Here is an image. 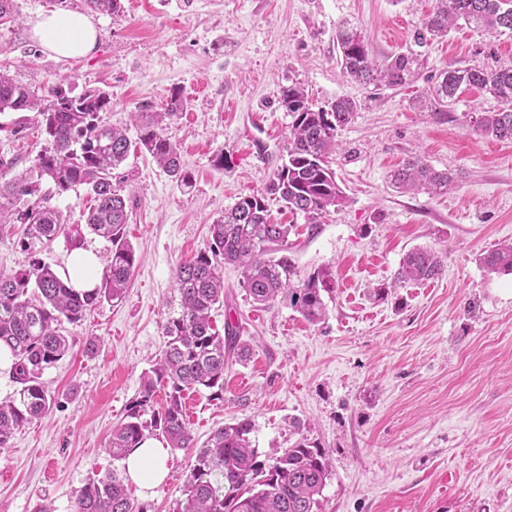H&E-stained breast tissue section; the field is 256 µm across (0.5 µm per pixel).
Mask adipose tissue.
<instances>
[{
    "mask_svg": "<svg viewBox=\"0 0 512 512\" xmlns=\"http://www.w3.org/2000/svg\"><path fill=\"white\" fill-rule=\"evenodd\" d=\"M39 44L66 58L83 57L96 46L97 30L84 14L58 12L42 16L34 25ZM128 477L147 492L160 484L167 475V451L156 440L148 439L124 459Z\"/></svg>",
    "mask_w": 512,
    "mask_h": 512,
    "instance_id": "obj_1",
    "label": "adipose tissue"
}]
</instances>
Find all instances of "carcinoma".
Masks as SVG:
<instances>
[{
    "label": "carcinoma",
    "instance_id": "carcinoma-1",
    "mask_svg": "<svg viewBox=\"0 0 512 512\" xmlns=\"http://www.w3.org/2000/svg\"><path fill=\"white\" fill-rule=\"evenodd\" d=\"M83 8L115 14L120 0H83ZM461 21L491 34L512 35V0H435L417 39H424L426 33L442 39ZM336 44L342 73L365 86L401 87L420 68L418 57L410 52L378 63L360 27L348 21L336 28ZM470 88L484 90L500 103L497 110L479 118L475 131L512 141V65L495 69L450 65L431 95L434 104L446 107L455 102L458 91ZM186 105L175 90L163 111L137 112L135 117L140 148L178 185L189 188L193 175L183 167L177 144L165 133V126ZM111 106L109 94L102 90L73 96L60 82L40 95L0 71V113H39L51 143L29 172L13 175V160L0 158V224L25 225L18 244L33 255L29 266L0 273V346L14 357L12 378L20 385L15 397L0 402V448L7 447L20 427L52 410L54 398L40 375L69 350L62 324L78 323L102 300L120 298L136 264L126 235L127 203L112 187V171L127 159L131 142L125 131L102 124L100 113ZM281 106L291 117L282 163L263 189L240 197L210 225L209 249L176 266L173 279L180 310L169 313L163 323L165 350L123 419L113 426L107 444L114 462L122 461L154 432L174 451L194 449L184 499L174 512H321L322 492L332 472L328 451L304 435L281 454L269 456L256 448L254 424L243 418L217 428L197 448L184 419L185 393L207 390L211 398H223L224 369L234 360L247 361L251 354L250 344L241 339L232 318H225L221 331L214 325V312L224 306V277L218 260L241 267V287L254 304L269 307L286 302L310 324L326 315L324 294L332 292L329 275L317 272L302 279L288 256H276L288 245L292 225L270 223L267 199L272 197L289 212L310 219L344 203L331 155L336 152L338 129L351 122L357 104L339 97L325 108L302 86L293 84L283 90ZM458 179V174L437 170L419 156L407 159L390 174L397 189L431 194L448 192ZM43 181L50 182L58 195L83 186L93 199L85 226L111 245V256L100 285L90 292L76 290L68 278L37 257L42 247L68 233L62 213L50 205L48 197H38ZM480 261L490 273L512 274V242L482 253ZM443 269L439 253L416 247L401 259L397 281H431ZM161 389L164 406L155 409L154 394ZM146 414L148 421L143 419ZM72 512L148 510L134 503L123 471L114 467L76 492Z\"/></svg>",
    "mask_w": 512,
    "mask_h": 512
}]
</instances>
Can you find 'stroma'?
<instances>
[{"label":"stroma","mask_w":512,"mask_h":512,"mask_svg":"<svg viewBox=\"0 0 512 512\" xmlns=\"http://www.w3.org/2000/svg\"><path fill=\"white\" fill-rule=\"evenodd\" d=\"M0 24V69L42 91L68 82L74 94L109 93L103 123L137 141L136 112L162 110L173 90L187 109L167 129L193 185L178 186L146 153L132 150L112 184L130 210L137 262L122 299L104 300L65 327L71 348L41 380L55 403L44 419L0 449V505L71 512L79 488L112 467V427L138 396L177 310L176 265L207 250L209 227L239 197L262 189L284 153L291 122L280 105L299 84L319 105L353 98L333 167L346 201L309 223L277 201L275 222L295 225L287 255L301 276L331 273L318 324L277 303L255 306L240 268L223 266L217 322L232 318L254 348L224 373V396L185 395L197 443L224 423L250 418L260 451L290 444L289 422L332 456L322 512H512V274L488 272L483 251L512 242V142L478 135V114L498 107L465 91L451 107L424 108L451 65L512 63V37L461 26L424 44L413 35L434 0H121L96 14L86 57H59L36 40L40 16L81 0H13ZM358 23L376 59L410 52L421 64L397 89L363 87L336 63V28ZM34 112L0 113V157L29 171L49 143ZM459 172L441 195L405 192L388 175L412 156ZM416 247L444 256L439 279L399 283ZM97 340L96 353L85 346ZM193 451L169 452L166 480L129 491L149 512H174Z\"/></svg>","instance_id":"obj_1"}]
</instances>
